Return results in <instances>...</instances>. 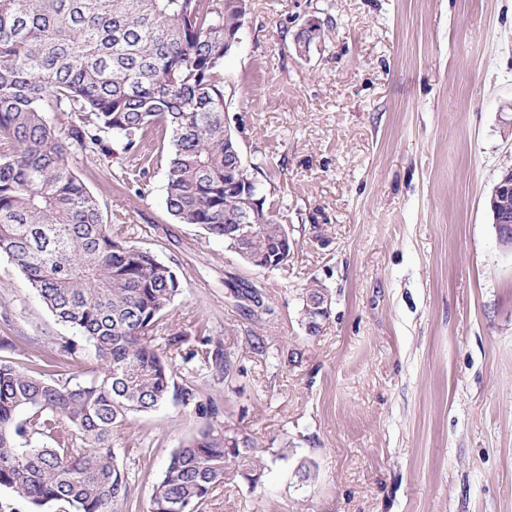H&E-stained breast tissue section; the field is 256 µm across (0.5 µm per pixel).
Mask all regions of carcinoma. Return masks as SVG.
Masks as SVG:
<instances>
[{
    "label": "carcinoma",
    "mask_w": 512,
    "mask_h": 512,
    "mask_svg": "<svg viewBox=\"0 0 512 512\" xmlns=\"http://www.w3.org/2000/svg\"><path fill=\"white\" fill-rule=\"evenodd\" d=\"M246 11L245 0H0V253L97 363L74 383L54 362L35 371L0 360V487L32 512H118L131 494L114 451L121 431L171 398L215 414L176 383L177 361L201 356L223 378L230 371L208 337L174 333L156 344L178 276L103 221L71 147L104 153L110 134L137 153L159 133L175 221L226 242L228 225L257 216L260 233L238 244L256 267L291 249L232 153L224 117V42L238 37ZM234 295L249 317L273 314L253 289ZM263 469L252 438L203 430L171 452L147 512H204L226 480L255 485Z\"/></svg>",
    "instance_id": "cac0c4a2"
}]
</instances>
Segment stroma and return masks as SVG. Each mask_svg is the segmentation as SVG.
<instances>
[{
    "label": "stroma",
    "instance_id": "1",
    "mask_svg": "<svg viewBox=\"0 0 512 512\" xmlns=\"http://www.w3.org/2000/svg\"><path fill=\"white\" fill-rule=\"evenodd\" d=\"M312 19L321 37L299 48ZM224 86L288 227L286 268L176 223L166 162L138 180L121 141L70 154L104 220L178 275L166 329L221 343L232 364L226 380L201 360L176 372L216 415L172 399L118 437L122 512H144L172 450L208 425L253 437L265 469L226 481L206 512H512V253L488 207L512 165V0H251ZM313 279L330 311L311 335ZM233 282L272 315L244 316ZM50 357L81 379L95 367L1 254L0 360Z\"/></svg>",
    "mask_w": 512,
    "mask_h": 512
}]
</instances>
